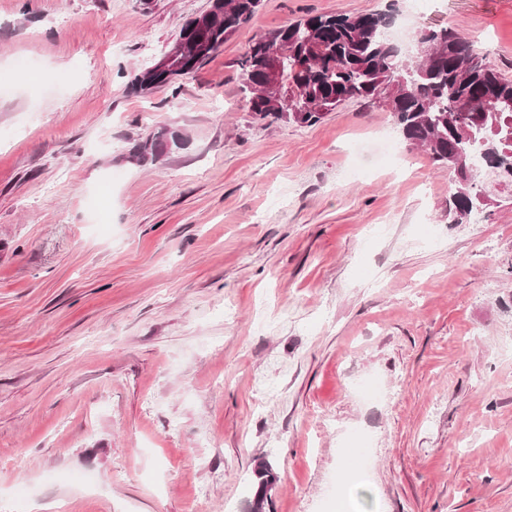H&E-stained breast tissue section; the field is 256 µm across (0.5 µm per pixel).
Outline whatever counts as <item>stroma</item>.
Here are the masks:
<instances>
[{"label":"stroma","instance_id":"stroma-1","mask_svg":"<svg viewBox=\"0 0 512 512\" xmlns=\"http://www.w3.org/2000/svg\"><path fill=\"white\" fill-rule=\"evenodd\" d=\"M210 6L0 0V512H249L262 460L265 512H512V183L483 169L456 223L391 112L260 121L239 68L296 20L393 10L512 79V0H262L131 93ZM161 126L184 149L131 161ZM224 14L211 27L206 29H193L192 23L182 26L178 38L187 36L192 40L195 54L191 55L180 67L171 70L182 56L183 47L180 41L175 42L155 58L146 68L154 75H142L143 69L134 73L129 82L130 89L135 93H146L156 88L172 84L177 78H187L215 53L224 42L239 28L250 22L257 13L261 0H223ZM171 70L170 72H167ZM166 72V73H160ZM253 473L256 480V491L251 502V512H264V505L268 500V496H265V492L273 486L277 477L272 472L271 467L265 461L258 462Z\"/></svg>","mask_w":512,"mask_h":512}]
</instances>
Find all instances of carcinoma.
I'll list each match as a JSON object with an SVG mask.
<instances>
[{"label": "carcinoma", "mask_w": 512, "mask_h": 512, "mask_svg": "<svg viewBox=\"0 0 512 512\" xmlns=\"http://www.w3.org/2000/svg\"><path fill=\"white\" fill-rule=\"evenodd\" d=\"M260 3L224 0V14L213 26L195 29L185 24L179 35L192 40L195 54L166 73H134L130 89L146 93L192 76L250 22ZM391 22L387 13L319 14L276 29L245 53L241 90L258 119H283L275 107V93H264L263 85L269 54L286 47L281 80L294 101L288 121L313 126L350 99H384L406 143L424 149L435 164L454 172L452 204L461 222L482 198L476 191L479 170L472 167L474 153L483 146L499 154L512 151V80L451 28L438 30L435 48L427 57L407 56L384 36ZM184 146V135L161 127L135 142L129 153L139 164L153 163ZM254 476L251 512H264L265 492L276 475L260 461Z\"/></svg>", "instance_id": "carcinoma-1"}]
</instances>
